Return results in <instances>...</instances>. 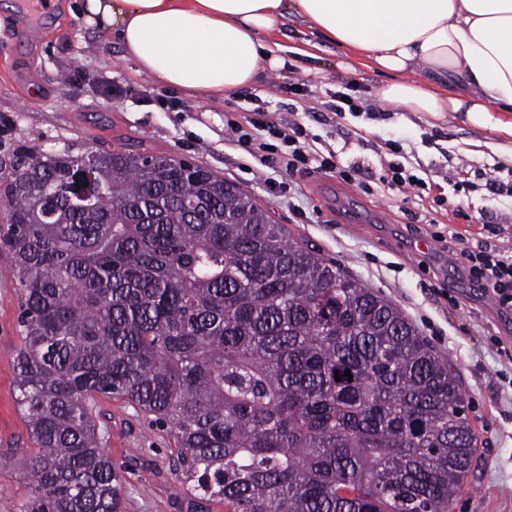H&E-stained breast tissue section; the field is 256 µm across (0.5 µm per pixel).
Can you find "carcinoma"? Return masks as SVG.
I'll use <instances>...</instances> for the list:
<instances>
[{
	"label": "carcinoma",
	"mask_w": 512,
	"mask_h": 512,
	"mask_svg": "<svg viewBox=\"0 0 512 512\" xmlns=\"http://www.w3.org/2000/svg\"><path fill=\"white\" fill-rule=\"evenodd\" d=\"M3 194L36 445L3 512H121L99 396L170 424L224 512H449L476 452L451 360L239 186L64 149L21 158Z\"/></svg>",
	"instance_id": "cac0c4a2"
}]
</instances>
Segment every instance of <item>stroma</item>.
I'll return each mask as SVG.
<instances>
[{"label": "stroma", "instance_id": "stroma-1", "mask_svg": "<svg viewBox=\"0 0 512 512\" xmlns=\"http://www.w3.org/2000/svg\"><path fill=\"white\" fill-rule=\"evenodd\" d=\"M51 18L17 35L20 0H0V189L20 150L81 154L119 148L167 154L204 166L248 191L273 219L391 299L421 336L455 363L465 414L478 449L464 489L449 512H512V308L475 286L441 233L449 227L500 222L512 213V122L492 112L479 123L463 112L434 116L388 107L379 98L383 75L335 43L288 25L293 52L286 67L224 99L163 88L137 74L110 35L70 16L56 0ZM306 84L310 96L293 95ZM352 84L363 117L336 114L334 94ZM106 84L145 87L150 101L118 100ZM261 108L293 118L311 148L336 150L357 180L313 170L288 177L246 153L231 122ZM402 148V162L420 177L451 188L470 185L459 213L418 202L414 194L380 189L376 146ZM20 291L11 262L0 256V504L30 494L27 462L35 445L18 406L14 362L21 343ZM103 446L121 475V512H224L222 501L192 508L191 485L169 424L134 404L97 402Z\"/></svg>", "mask_w": 512, "mask_h": 512}]
</instances>
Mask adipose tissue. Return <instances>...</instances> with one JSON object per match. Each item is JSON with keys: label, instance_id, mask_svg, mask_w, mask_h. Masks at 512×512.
<instances>
[{"label": "adipose tissue", "instance_id": "1", "mask_svg": "<svg viewBox=\"0 0 512 512\" xmlns=\"http://www.w3.org/2000/svg\"><path fill=\"white\" fill-rule=\"evenodd\" d=\"M136 73L222 98L287 64L289 22L387 75L382 101L409 112H512V0H74Z\"/></svg>", "mask_w": 512, "mask_h": 512}]
</instances>
